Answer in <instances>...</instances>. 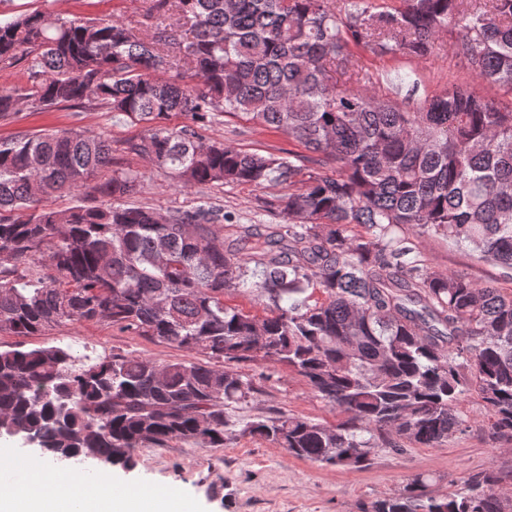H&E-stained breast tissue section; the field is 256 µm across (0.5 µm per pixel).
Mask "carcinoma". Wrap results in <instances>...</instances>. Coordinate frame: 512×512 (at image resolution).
I'll list each match as a JSON object with an SVG mask.
<instances>
[{
  "label": "carcinoma",
  "mask_w": 512,
  "mask_h": 512,
  "mask_svg": "<svg viewBox=\"0 0 512 512\" xmlns=\"http://www.w3.org/2000/svg\"><path fill=\"white\" fill-rule=\"evenodd\" d=\"M399 2L343 13L337 0H150L154 17L178 16L179 34L41 11L0 21V66L28 62L26 84L0 89V120L20 101L105 109L147 124L130 150L183 187L287 190L263 202L281 223L258 243L250 225L224 234L208 207L162 223L131 203L142 175L112 168L101 133L0 139V332L104 320L203 351L78 364L58 346L0 348V438L123 469L173 440L222 448L229 410L258 393L243 369L281 365L343 415L327 425L270 410L243 425L297 458L361 468L387 449L442 446L469 430L474 393L485 435L512 439V293L428 266L398 234L471 245L512 271V105L454 84L406 108L372 93L362 63L365 52L424 57L448 30L476 79L512 93V0ZM186 57L193 73L161 77ZM173 112L183 125L163 124ZM218 115L301 151L205 144ZM82 190L101 203L41 207ZM232 293L264 314L227 305ZM509 473L474 474L446 497L416 476L369 512H512Z\"/></svg>",
  "instance_id": "1"
}]
</instances>
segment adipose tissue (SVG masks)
Returning a JSON list of instances; mask_svg holds the SVG:
<instances>
[{
    "instance_id": "ef3b65f1",
    "label": "adipose tissue",
    "mask_w": 512,
    "mask_h": 512,
    "mask_svg": "<svg viewBox=\"0 0 512 512\" xmlns=\"http://www.w3.org/2000/svg\"><path fill=\"white\" fill-rule=\"evenodd\" d=\"M83 494V477L78 469L60 466L36 470L23 486L0 483V512H69L71 502ZM179 502L178 490L165 494L142 492L134 484L122 485L103 474L96 496L87 500L85 512H180Z\"/></svg>"
}]
</instances>
